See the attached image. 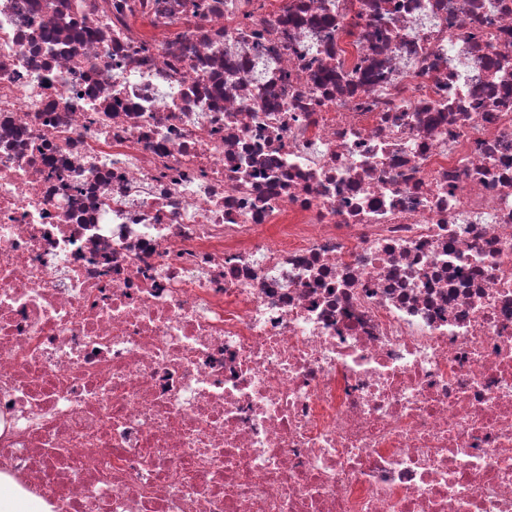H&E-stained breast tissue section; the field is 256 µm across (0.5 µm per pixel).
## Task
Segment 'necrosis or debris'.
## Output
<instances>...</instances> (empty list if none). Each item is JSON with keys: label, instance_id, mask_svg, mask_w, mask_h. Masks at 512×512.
Listing matches in <instances>:
<instances>
[{"label": "necrosis or debris", "instance_id": "1", "mask_svg": "<svg viewBox=\"0 0 512 512\" xmlns=\"http://www.w3.org/2000/svg\"><path fill=\"white\" fill-rule=\"evenodd\" d=\"M0 472L512 512V0H0Z\"/></svg>", "mask_w": 512, "mask_h": 512}]
</instances>
